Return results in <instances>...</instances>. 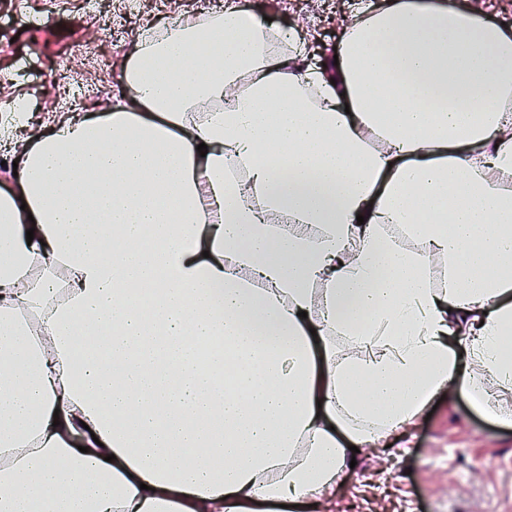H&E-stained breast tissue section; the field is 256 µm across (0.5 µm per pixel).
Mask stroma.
<instances>
[{
	"label": "stroma",
	"instance_id": "1",
	"mask_svg": "<svg viewBox=\"0 0 512 512\" xmlns=\"http://www.w3.org/2000/svg\"><path fill=\"white\" fill-rule=\"evenodd\" d=\"M270 31L295 30L305 65L332 64L339 22L357 0H240ZM124 19L126 39L109 43L95 28L86 0H0V97L26 105L45 124L62 112V87L49 80L52 62L74 40L90 41L107 59L87 64L100 96L73 103L99 108L126 91L124 69L142 33L173 19L201 22L223 10L222 0H101ZM431 416L393 435L388 449H361L345 468L331 512H512V427L479 413L468 393L440 392Z\"/></svg>",
	"mask_w": 512,
	"mask_h": 512
}]
</instances>
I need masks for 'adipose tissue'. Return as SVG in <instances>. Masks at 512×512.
<instances>
[{"instance_id": "adipose-tissue-1", "label": "adipose tissue", "mask_w": 512, "mask_h": 512, "mask_svg": "<svg viewBox=\"0 0 512 512\" xmlns=\"http://www.w3.org/2000/svg\"><path fill=\"white\" fill-rule=\"evenodd\" d=\"M267 37L229 4L145 38L130 102L15 116L0 512H304L443 390L512 419V36L389 0L331 76Z\"/></svg>"}]
</instances>
